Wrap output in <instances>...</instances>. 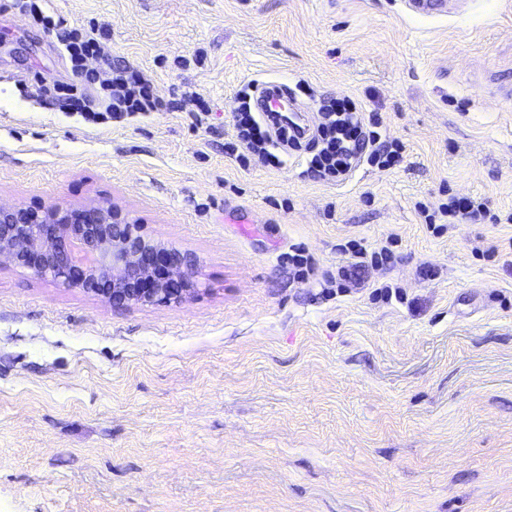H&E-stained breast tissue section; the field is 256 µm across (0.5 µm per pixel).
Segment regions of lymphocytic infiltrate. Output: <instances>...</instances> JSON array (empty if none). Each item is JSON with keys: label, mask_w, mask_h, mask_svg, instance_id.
I'll list each match as a JSON object with an SVG mask.
<instances>
[{"label": "lymphocytic infiltrate", "mask_w": 512, "mask_h": 512, "mask_svg": "<svg viewBox=\"0 0 512 512\" xmlns=\"http://www.w3.org/2000/svg\"><path fill=\"white\" fill-rule=\"evenodd\" d=\"M20 14L49 31L67 53L71 80L53 85L35 83L37 96L56 100L63 112L80 115L93 125L120 123L139 115L167 111L168 105L153 93L151 78L140 70L114 63L105 51L111 36L106 25L90 29L70 28L45 14L34 0H12ZM98 58L96 68L87 61ZM258 87L249 82L239 92L240 105L233 117L234 141L225 143L227 154L243 168L281 166L279 148L306 152L307 172L329 183L345 181L364 163L382 170L395 167L403 158V143L387 136L380 115L365 103L349 97L323 98L318 102V122L313 130L297 131L293 121L274 112L253 109ZM416 210L428 227L439 224H480L490 211L482 200L449 196L446 203L430 207L417 203Z\"/></svg>", "instance_id": "lymphocytic-infiltrate-1"}]
</instances>
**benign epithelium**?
<instances>
[{
    "instance_id": "7a95c632",
    "label": "benign epithelium",
    "mask_w": 512,
    "mask_h": 512,
    "mask_svg": "<svg viewBox=\"0 0 512 512\" xmlns=\"http://www.w3.org/2000/svg\"><path fill=\"white\" fill-rule=\"evenodd\" d=\"M77 288L118 309L182 302L197 260L168 248L111 203L0 208V263Z\"/></svg>"
}]
</instances>
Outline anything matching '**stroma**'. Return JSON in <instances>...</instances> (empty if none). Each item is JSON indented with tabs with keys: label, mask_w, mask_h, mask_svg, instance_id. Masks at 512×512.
I'll return each instance as SVG.
<instances>
[{
	"label": "stroma",
	"mask_w": 512,
	"mask_h": 512,
	"mask_svg": "<svg viewBox=\"0 0 512 512\" xmlns=\"http://www.w3.org/2000/svg\"><path fill=\"white\" fill-rule=\"evenodd\" d=\"M41 5L110 24L170 108L102 127L25 93L68 80L66 52L0 0V204L112 202L197 259L198 289L117 310L0 267V512H512V223L436 234L415 209L512 213V0L435 20L403 0ZM252 79L373 92L403 161L338 185L295 154L240 167L224 144ZM352 240L395 258L328 287ZM288 252V268L294 279L307 281L315 275V267L312 259L306 254L303 247H290Z\"/></svg>",
	"instance_id": "stroma-1"
}]
</instances>
